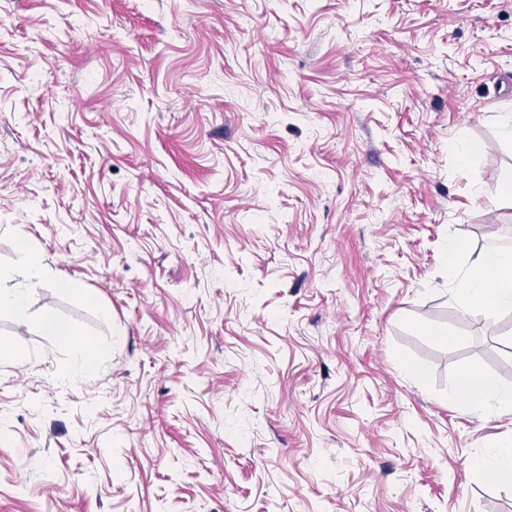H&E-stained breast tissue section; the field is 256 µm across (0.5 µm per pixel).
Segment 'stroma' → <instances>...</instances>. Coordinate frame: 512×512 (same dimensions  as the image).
I'll return each instance as SVG.
<instances>
[{
	"instance_id": "obj_1",
	"label": "stroma",
	"mask_w": 512,
	"mask_h": 512,
	"mask_svg": "<svg viewBox=\"0 0 512 512\" xmlns=\"http://www.w3.org/2000/svg\"><path fill=\"white\" fill-rule=\"evenodd\" d=\"M511 75L512 0H0V512H512L444 262L512 249ZM18 264L24 270L25 283L17 288L0 289V309H9L17 316L25 318L28 312L29 295L33 288L41 283L44 269L38 253L31 249L19 251ZM35 325L49 336H55L60 343H70L73 336H78L74 330L65 326L51 315H44L35 321ZM475 466L482 471L492 472L505 480L512 477V448H491L481 455Z\"/></svg>"
}]
</instances>
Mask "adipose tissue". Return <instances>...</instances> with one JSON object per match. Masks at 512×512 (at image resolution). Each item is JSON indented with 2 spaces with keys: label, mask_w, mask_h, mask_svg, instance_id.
Returning a JSON list of instances; mask_svg holds the SVG:
<instances>
[{
  "label": "adipose tissue",
  "mask_w": 512,
  "mask_h": 512,
  "mask_svg": "<svg viewBox=\"0 0 512 512\" xmlns=\"http://www.w3.org/2000/svg\"><path fill=\"white\" fill-rule=\"evenodd\" d=\"M463 249L462 241H449L446 268L449 277H464L468 306L489 313L512 309V252L484 253L470 270L463 273L455 262L456 256ZM18 263L25 273V282L16 288L0 289V309H9L23 318L28 312L29 295L41 283L44 269L38 253L31 249L19 251ZM451 395L465 399L473 410L483 413L512 409V385H503L474 366L461 371Z\"/></svg>",
  "instance_id": "ef3b65f1"
}]
</instances>
